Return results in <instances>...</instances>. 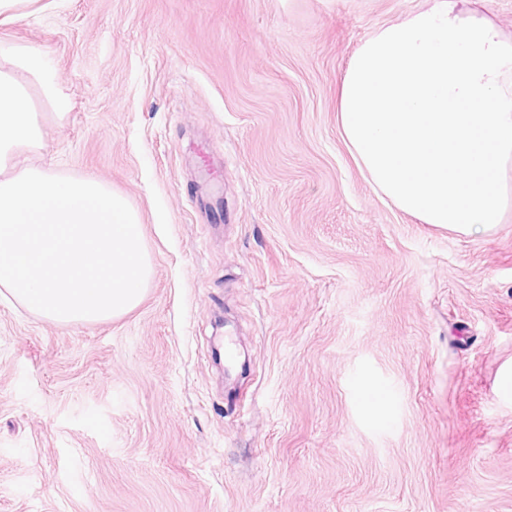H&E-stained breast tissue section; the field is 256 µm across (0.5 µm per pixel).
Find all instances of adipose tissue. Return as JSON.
Here are the masks:
<instances>
[{"instance_id": "ef3b65f1", "label": "adipose tissue", "mask_w": 512, "mask_h": 512, "mask_svg": "<svg viewBox=\"0 0 512 512\" xmlns=\"http://www.w3.org/2000/svg\"><path fill=\"white\" fill-rule=\"evenodd\" d=\"M426 0L351 56L337 124L375 193L421 223L489 234L512 211V40Z\"/></svg>"}]
</instances>
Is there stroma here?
Instances as JSON below:
<instances>
[{"instance_id":"obj_1","label":"stroma","mask_w":512,"mask_h":512,"mask_svg":"<svg viewBox=\"0 0 512 512\" xmlns=\"http://www.w3.org/2000/svg\"><path fill=\"white\" fill-rule=\"evenodd\" d=\"M421 5L55 0L0 25L69 98L33 164L125 195L153 262L117 320L0 300V512H512V212L421 223L337 126L352 53Z\"/></svg>"}]
</instances>
